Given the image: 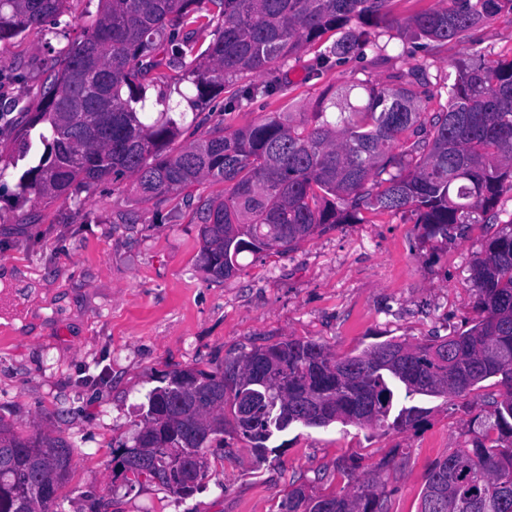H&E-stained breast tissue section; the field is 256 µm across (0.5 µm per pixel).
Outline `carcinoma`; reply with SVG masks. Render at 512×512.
<instances>
[{
  "label": "carcinoma",
  "instance_id": "1",
  "mask_svg": "<svg viewBox=\"0 0 512 512\" xmlns=\"http://www.w3.org/2000/svg\"><path fill=\"white\" fill-rule=\"evenodd\" d=\"M67 0H0V41L31 28L58 34L72 26ZM391 0H99L81 24L83 39L60 52L39 89V106L19 129L15 160L32 138L43 151L19 177L21 198L56 200L112 178H130L148 199L203 180L227 184L222 199L197 206L200 266L230 278L247 252H287L338 224H358L365 210L411 213L422 236L448 235L481 214L497 219L512 191V59L494 65L448 64L447 101L434 112L420 104L431 77L412 66L399 85L355 82L331 94L314 124L294 112H271L226 136L214 130L177 150L187 113L148 93L154 79L188 81L191 104L224 92L245 74H260L330 32L321 63L386 46L360 29L373 20L393 26ZM512 0H439L405 25L433 42L459 38ZM215 25L202 49L194 28ZM478 318L466 330L425 343L385 340L338 356L315 340L286 339L256 348L222 371L179 370L147 395L143 429L122 445L119 463L138 479L182 495L187 485L164 477L188 464L206 477L202 452L224 442L234 423L260 450L293 424L332 423L397 430L416 426V401L468 395L491 378L494 422L463 448L435 461L419 512H512V220L488 239L470 267ZM242 396L256 399L251 423L239 425ZM72 446L40 429L20 434L0 419V512H54L38 496L57 495L68 477ZM285 512H390L387 497L357 480L339 495L288 492Z\"/></svg>",
  "mask_w": 512,
  "mask_h": 512
}]
</instances>
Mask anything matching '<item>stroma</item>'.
<instances>
[{
	"label": "stroma",
	"mask_w": 512,
	"mask_h": 512,
	"mask_svg": "<svg viewBox=\"0 0 512 512\" xmlns=\"http://www.w3.org/2000/svg\"><path fill=\"white\" fill-rule=\"evenodd\" d=\"M438 0H391L399 26L378 31L389 62L374 52L319 61L310 46L270 64L244 84L287 86L227 107L219 95L198 107L185 145L208 132L233 133L270 112H314L327 93L362 80L393 85L397 69L422 64L444 74L453 61L512 58V15L503 13L464 37L438 44L403 27ZM80 27L49 35L31 29L0 42V418L17 430L39 425L73 446L72 469L58 491L59 512H283L291 487L318 496L349 479H369L390 512H418L431 464L464 447L468 429L490 417L501 388L481 383L468 396L426 401L421 425L381 431L339 423L296 425L257 453L234 428L205 452L207 477L183 496L155 481L130 483L117 463L120 445L142 427L147 394L164 373L222 370L226 361L288 338L312 339L339 355L389 339L411 343L448 336L476 318L468 268L482 244L512 220V191L496 222L422 237L411 214L368 212L298 248L242 254L241 271L214 279L198 265L200 200L223 196L221 182L146 199L131 180L106 181L74 199L31 203L18 197L16 130L34 109L47 68Z\"/></svg>",
	"instance_id": "stroma-1"
}]
</instances>
